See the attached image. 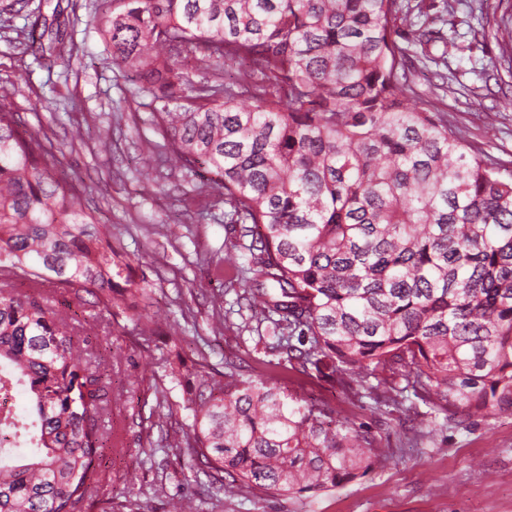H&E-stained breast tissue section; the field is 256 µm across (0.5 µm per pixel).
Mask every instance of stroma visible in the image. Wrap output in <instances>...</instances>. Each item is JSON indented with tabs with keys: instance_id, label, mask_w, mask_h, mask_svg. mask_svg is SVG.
I'll list each match as a JSON object with an SVG mask.
<instances>
[{
	"instance_id": "35a3bbf8",
	"label": "stroma",
	"mask_w": 512,
	"mask_h": 512,
	"mask_svg": "<svg viewBox=\"0 0 512 512\" xmlns=\"http://www.w3.org/2000/svg\"><path fill=\"white\" fill-rule=\"evenodd\" d=\"M402 4L441 27L458 46L444 80L439 66L411 55L416 93L433 101L468 143L499 163L502 173H512V72L494 37L497 24L512 19V0H501L495 14L484 19L486 36L479 42L470 31L472 0H459L449 23L439 20L442 0ZM57 7L73 25L79 51L70 63L48 68L38 63L37 48L23 53L14 47L13 30L36 17H51ZM12 24V30L0 33V86L25 71L30 91L24 98H7V105L24 112L29 127L43 128L57 144L68 142L75 127L88 129L90 140L60 154L59 167L82 175L114 244L131 261L128 276L148 290L154 310L169 322L145 349L137 343L130 312L117 313L109 339L112 387L130 393L106 415L112 460L99 467L94 491L72 512H169L172 498L201 487L184 481L182 449L150 450L161 438L159 419L151 414L156 389L166 391L173 419L184 422L183 392L197 369V351L207 352L211 367L236 370L244 379L265 372L266 361L277 357L266 325L253 318L236 279L237 266L248 264L251 256L239 245V225L225 219L220 197L198 180L171 178L160 187L138 182L139 173H161L145 148L158 138L151 123L155 105L131 96L123 73L108 63L90 0H18ZM105 132L112 136L108 154L99 153L93 140ZM214 260L223 261V276L213 274ZM217 296L224 299L219 334L211 330ZM173 364L181 371L176 379L168 373ZM277 380L285 392L324 402L352 427L389 440L394 459L314 496L259 499L243 488L222 501H207L204 512H512V417H478L463 425L439 417L424 434L422 401L382 416L369 398L329 382L292 370Z\"/></svg>"
}]
</instances>
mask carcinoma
Here are the masks:
<instances>
[{"instance_id": "cac0c4a2", "label": "carcinoma", "mask_w": 512, "mask_h": 512, "mask_svg": "<svg viewBox=\"0 0 512 512\" xmlns=\"http://www.w3.org/2000/svg\"><path fill=\"white\" fill-rule=\"evenodd\" d=\"M109 63L156 104L154 160L204 166L250 238L239 269L278 368L352 388L364 371L383 407L410 389L445 420L512 416V178L415 95L404 38L434 63L457 50L399 0H96ZM41 56L67 36L61 24ZM496 39L512 52V20ZM195 61L193 82L182 63ZM0 105V364L32 394L37 444L0 450V512H70L91 492L112 435V375L79 334L111 335L112 232L86 188L54 172L62 148ZM20 281L27 291L13 288ZM88 302L73 326L46 287ZM139 340L157 335L137 313ZM182 408L184 467L209 498L335 488L394 449L200 356Z\"/></svg>"}]
</instances>
